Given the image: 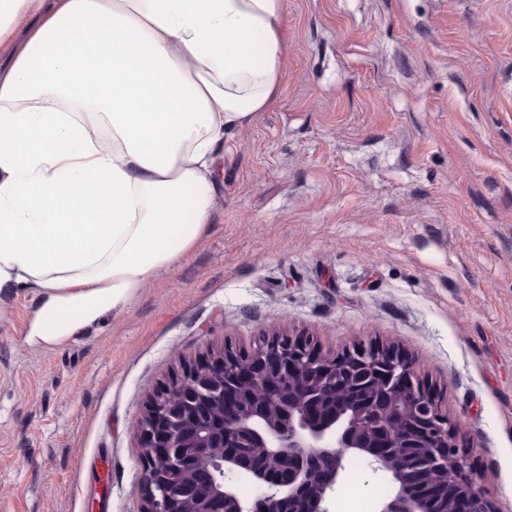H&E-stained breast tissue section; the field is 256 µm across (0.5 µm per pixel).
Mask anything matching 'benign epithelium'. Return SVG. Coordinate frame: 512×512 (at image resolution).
<instances>
[{
	"instance_id": "7a95c632",
	"label": "benign epithelium",
	"mask_w": 512,
	"mask_h": 512,
	"mask_svg": "<svg viewBox=\"0 0 512 512\" xmlns=\"http://www.w3.org/2000/svg\"><path fill=\"white\" fill-rule=\"evenodd\" d=\"M138 440L142 512H330L349 456L391 483L378 512H495L411 362L373 344L338 359L304 335L226 349L156 392ZM240 472L258 497L238 494Z\"/></svg>"
}]
</instances>
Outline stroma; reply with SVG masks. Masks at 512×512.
<instances>
[{"label":"stroma","mask_w":512,"mask_h":512,"mask_svg":"<svg viewBox=\"0 0 512 512\" xmlns=\"http://www.w3.org/2000/svg\"><path fill=\"white\" fill-rule=\"evenodd\" d=\"M281 93L219 150L209 230L47 349L0 305V512H141L137 429L183 368L272 332L404 353L512 512V0H287ZM359 497L387 480L351 457Z\"/></svg>","instance_id":"1"}]
</instances>
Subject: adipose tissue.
Returning a JSON list of instances; mask_svg holds the SVG:
<instances>
[{
  "instance_id": "ef3b65f1",
  "label": "adipose tissue",
  "mask_w": 512,
  "mask_h": 512,
  "mask_svg": "<svg viewBox=\"0 0 512 512\" xmlns=\"http://www.w3.org/2000/svg\"><path fill=\"white\" fill-rule=\"evenodd\" d=\"M286 0H0V302L80 336L206 235L225 137L276 100Z\"/></svg>"
}]
</instances>
